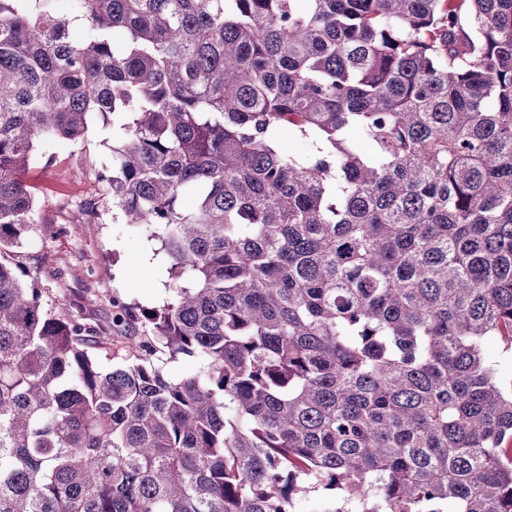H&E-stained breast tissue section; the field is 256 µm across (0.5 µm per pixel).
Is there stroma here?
I'll return each instance as SVG.
<instances>
[{
    "instance_id": "stroma-1",
    "label": "stroma",
    "mask_w": 512,
    "mask_h": 512,
    "mask_svg": "<svg viewBox=\"0 0 512 512\" xmlns=\"http://www.w3.org/2000/svg\"><path fill=\"white\" fill-rule=\"evenodd\" d=\"M112 128L90 115L88 129L67 149L46 146L28 179L37 198L29 237L13 255L23 281L41 292L52 313L81 306L92 325L112 321V305L152 308L173 300L168 259L159 241L112 211V195L98 171L111 161Z\"/></svg>"
}]
</instances>
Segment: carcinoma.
Instances as JSON below:
<instances>
[{
  "mask_svg": "<svg viewBox=\"0 0 512 512\" xmlns=\"http://www.w3.org/2000/svg\"><path fill=\"white\" fill-rule=\"evenodd\" d=\"M92 113L176 290L102 330L11 258L38 145ZM492 336L512 350V0H0V512H292L308 477L323 512H512ZM156 358L164 362L165 373L172 380H178L195 372L200 366V361L193 357L180 355L175 359H168V355L158 353Z\"/></svg>",
  "mask_w": 512,
  "mask_h": 512,
  "instance_id": "carcinoma-1",
  "label": "carcinoma"
}]
</instances>
